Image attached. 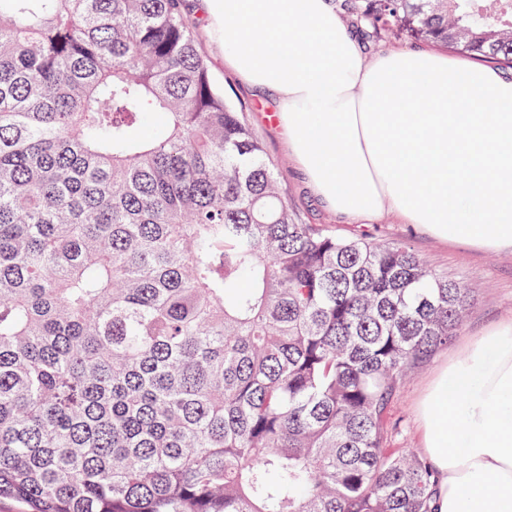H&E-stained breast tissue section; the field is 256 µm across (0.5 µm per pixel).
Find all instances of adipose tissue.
Returning <instances> with one entry per match:
<instances>
[{
  "label": "adipose tissue",
  "mask_w": 512,
  "mask_h": 512,
  "mask_svg": "<svg viewBox=\"0 0 512 512\" xmlns=\"http://www.w3.org/2000/svg\"><path fill=\"white\" fill-rule=\"evenodd\" d=\"M224 66L275 110L333 214L393 212L441 241L512 249V76L424 48L379 52L332 0H202ZM432 512H512V322L448 359L417 406Z\"/></svg>",
  "instance_id": "adipose-tissue-1"
}]
</instances>
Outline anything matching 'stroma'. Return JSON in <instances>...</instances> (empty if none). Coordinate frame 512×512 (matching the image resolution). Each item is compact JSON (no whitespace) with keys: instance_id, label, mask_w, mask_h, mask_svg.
Listing matches in <instances>:
<instances>
[{"instance_id":"obj_1","label":"stroma","mask_w":512,"mask_h":512,"mask_svg":"<svg viewBox=\"0 0 512 512\" xmlns=\"http://www.w3.org/2000/svg\"><path fill=\"white\" fill-rule=\"evenodd\" d=\"M186 11L195 24L197 46L209 61L213 83L223 89L230 102L245 106L252 127L263 139L267 154L277 169L285 194L304 222L333 225L337 233L344 237L366 232L385 242L407 243L427 261L432 271L447 274L449 278L470 288L469 310L464 326L448 344L437 348L411 374L392 403L391 414L402 428L401 433L393 438L392 447L407 446L413 451H420L421 433L416 423V407L438 366L445 359L462 354L473 338L512 320V253L478 251L463 244L437 241L414 225L400 223L397 216L390 212L366 226L347 224L325 213L309 194L280 131L265 118L258 98L225 70L218 36L203 14L200 0H187Z\"/></svg>"}]
</instances>
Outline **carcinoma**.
Returning <instances> with one entry per match:
<instances>
[{"label":"carcinoma","mask_w":512,"mask_h":512,"mask_svg":"<svg viewBox=\"0 0 512 512\" xmlns=\"http://www.w3.org/2000/svg\"><path fill=\"white\" fill-rule=\"evenodd\" d=\"M353 0L512 65V0ZM470 290L305 224L184 0H0V498L24 512H429L388 447Z\"/></svg>","instance_id":"cac0c4a2"}]
</instances>
